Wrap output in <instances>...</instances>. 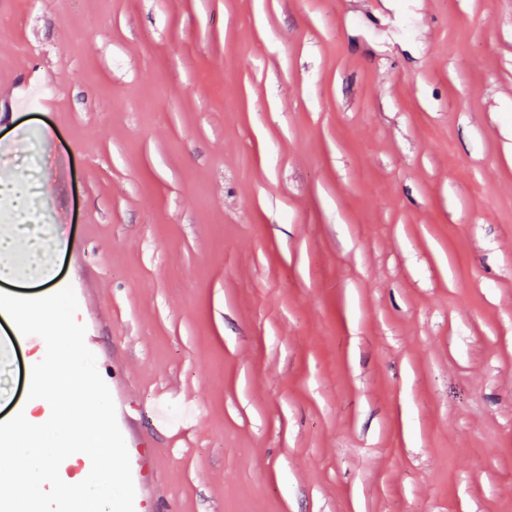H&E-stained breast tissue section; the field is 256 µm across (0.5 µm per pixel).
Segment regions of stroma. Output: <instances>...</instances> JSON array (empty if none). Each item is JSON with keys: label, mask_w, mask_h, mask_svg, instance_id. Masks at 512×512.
<instances>
[{"label": "stroma", "mask_w": 512, "mask_h": 512, "mask_svg": "<svg viewBox=\"0 0 512 512\" xmlns=\"http://www.w3.org/2000/svg\"><path fill=\"white\" fill-rule=\"evenodd\" d=\"M0 179L185 512H512V0H0Z\"/></svg>", "instance_id": "1"}]
</instances>
